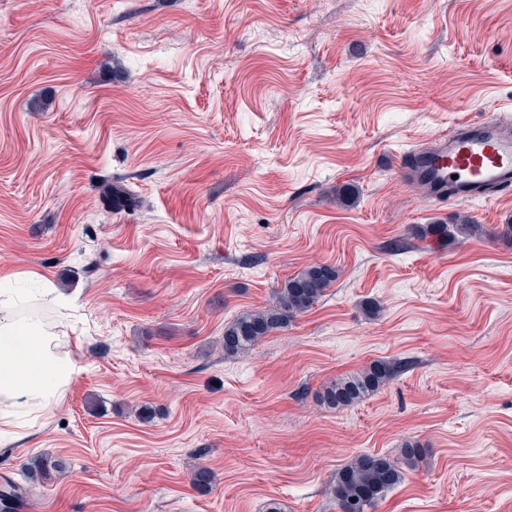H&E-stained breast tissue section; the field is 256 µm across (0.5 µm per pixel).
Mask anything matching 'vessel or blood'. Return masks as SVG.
Masks as SVG:
<instances>
[{
	"mask_svg": "<svg viewBox=\"0 0 512 512\" xmlns=\"http://www.w3.org/2000/svg\"><path fill=\"white\" fill-rule=\"evenodd\" d=\"M400 177L431 197L457 203L512 192V114L467 119L403 155Z\"/></svg>",
	"mask_w": 512,
	"mask_h": 512,
	"instance_id": "vessel-or-blood-1",
	"label": "vessel or blood"
}]
</instances>
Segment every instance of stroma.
I'll list each match as a JSON object with an SVG mask.
<instances>
[{
    "label": "stroma",
    "instance_id": "obj_1",
    "mask_svg": "<svg viewBox=\"0 0 512 512\" xmlns=\"http://www.w3.org/2000/svg\"><path fill=\"white\" fill-rule=\"evenodd\" d=\"M486 112L512 113V0H0V289L79 367L49 412L0 418V484L61 463L11 512H337L336 470L407 442L373 512H512V238L422 235L512 224V196L398 174ZM316 263L339 278L312 310L225 354ZM382 359L407 367L320 404ZM455 224H452V229L456 234L469 235L471 233H484L485 235L492 237L495 236V232H491L489 229L484 228L480 224H471V221L466 217H456L454 219ZM456 234L451 232L450 225L447 223H435L428 224L424 233V237L430 235L439 240H448V237L453 239L456 238ZM406 366L403 361L376 360L355 375L331 382L324 390L323 402L335 408L357 403L396 377Z\"/></svg>",
    "mask_w": 512,
    "mask_h": 512
}]
</instances>
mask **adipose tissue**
Masks as SVG:
<instances>
[{
	"mask_svg": "<svg viewBox=\"0 0 512 512\" xmlns=\"http://www.w3.org/2000/svg\"><path fill=\"white\" fill-rule=\"evenodd\" d=\"M17 300L0 290V402L48 411L75 372L57 351L53 325L22 318Z\"/></svg>",
	"mask_w": 512,
	"mask_h": 512,
	"instance_id": "adipose-tissue-1",
	"label": "adipose tissue"
}]
</instances>
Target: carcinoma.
Segmentation results:
<instances>
[{
  "mask_svg": "<svg viewBox=\"0 0 512 512\" xmlns=\"http://www.w3.org/2000/svg\"><path fill=\"white\" fill-rule=\"evenodd\" d=\"M103 195L112 207L122 209L133 201V194L122 185L108 183ZM483 233L494 236L489 229L473 224L466 217L455 218V224L435 223L427 225L424 235L439 240L456 238V235ZM339 271L328 264L312 265L282 287L273 291L272 304L247 311L224 327V352L230 355L245 353L257 346L265 337L285 329L299 316L307 313L318 303L329 288L336 283ZM407 363L403 361L376 360L362 371L331 382L324 390L323 402L331 407L354 404L366 395L377 391L398 375ZM419 455V449L407 444L401 451L402 459L383 454H360L336 470L327 493L336 504L337 512H368L402 479L401 465L411 464ZM56 464L48 458L36 457L24 471L27 486L7 482L0 490V512H9L11 505L27 492V488L47 480ZM214 472L206 465L198 466L191 478L194 487L209 488Z\"/></svg>",
  "mask_w": 512,
  "mask_h": 512,
  "instance_id": "carcinoma-1",
  "label": "carcinoma"
}]
</instances>
